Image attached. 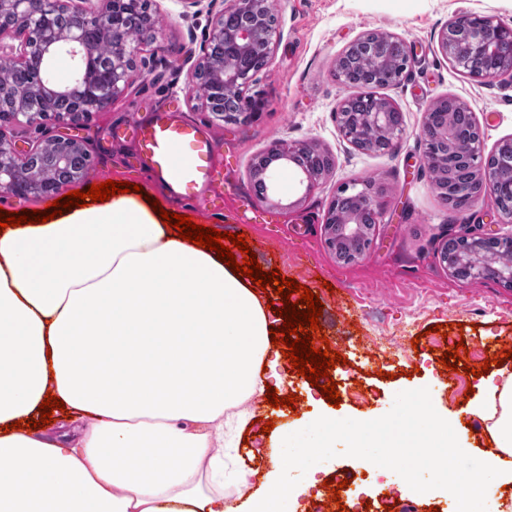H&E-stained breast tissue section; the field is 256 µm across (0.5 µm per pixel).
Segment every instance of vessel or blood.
<instances>
[{"label": "vessel or blood", "mask_w": 512, "mask_h": 512, "mask_svg": "<svg viewBox=\"0 0 512 512\" xmlns=\"http://www.w3.org/2000/svg\"><path fill=\"white\" fill-rule=\"evenodd\" d=\"M178 109L177 103H168L154 121L138 128L140 161L174 198L197 200L224 177L213 163L215 140L178 117Z\"/></svg>", "instance_id": "obj_1"}]
</instances>
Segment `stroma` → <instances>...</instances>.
I'll return each instance as SVG.
<instances>
[{"label": "stroma", "instance_id": "stroma-1", "mask_svg": "<svg viewBox=\"0 0 512 512\" xmlns=\"http://www.w3.org/2000/svg\"><path fill=\"white\" fill-rule=\"evenodd\" d=\"M223 4L203 0L200 8L186 10L180 0H151L156 35L166 50L136 53L137 75L110 111L79 128L48 121L8 125L5 134L24 149L57 134L83 138L91 165L75 189L85 191L108 180L131 182L167 212L190 216L198 225L221 232L241 223L252 225L248 245L263 270L280 271L319 296V322L331 350L343 358L331 371L341 403L329 404L324 393L297 375L280 348H273L276 363L263 373V382L276 388L278 396L294 393L298 399L293 407L278 409L262 394L248 402L253 420L239 455L255 474L249 490L263 485L261 477L272 466L271 445L287 433L304 436L314 409L344 423L388 417L401 413L406 395L425 384L434 391L437 410L467 430L469 450L449 460V467L479 466L491 452V435L487 420L475 409L485 403L490 386L502 385L512 374V359L474 376L488 354L475 349L472 339L478 336L484 343L512 349V288L493 278L474 282L454 277L441 250L448 239L468 233L510 234L512 223L499 222L488 196L468 210H454L438 200L422 162V124L436 99L452 95L472 111L485 154L512 137V72L473 79L438 46L440 30L460 15L512 23V0H281L273 61L254 75L249 87L269 105L245 123L219 120L201 109L190 92L191 71ZM373 31L404 38L414 55L401 82L381 91L399 108L405 128L386 153L356 149L340 134L336 121L340 101L353 90L337 80L335 60L354 40ZM172 100L218 142L214 164L227 181L219 207L172 197L140 166L133 131ZM276 141H308L332 156V169L313 193H305L293 168L282 167L272 174L275 190L269 201L257 198L252 164ZM368 180L386 193L384 213L372 230L367 253L343 262L326 243L324 217L341 186ZM344 302L349 305L345 311L340 308ZM441 324L446 333H437ZM459 344L466 352V368L451 374L441 357ZM265 419L274 424L267 435L261 431ZM292 478L304 491L297 512H307L314 501L323 504V512H336L341 505L347 512H363L376 494L375 487L355 482L336 505L324 484L325 473L296 470Z\"/></svg>", "mask_w": 512, "mask_h": 512}]
</instances>
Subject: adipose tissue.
<instances>
[{
  "instance_id": "adipose-tissue-1",
  "label": "adipose tissue",
  "mask_w": 512,
  "mask_h": 512,
  "mask_svg": "<svg viewBox=\"0 0 512 512\" xmlns=\"http://www.w3.org/2000/svg\"><path fill=\"white\" fill-rule=\"evenodd\" d=\"M261 299L215 251L179 238L158 212L116 194L44 223L0 232V512H228L248 486L238 442L243 404L263 393L272 350ZM94 423L56 439L15 421ZM497 440L474 470L439 468L455 512L512 476V375L485 408ZM9 433H2V426ZM312 441L288 451L237 512H291L289 473L312 469L344 440L371 466L418 483L447 448L468 450L459 424L410 393L401 418L344 426L322 413ZM416 456H407V449Z\"/></svg>"
}]
</instances>
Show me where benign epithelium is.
<instances>
[{"label": "benign epithelium", "mask_w": 512, "mask_h": 512, "mask_svg": "<svg viewBox=\"0 0 512 512\" xmlns=\"http://www.w3.org/2000/svg\"><path fill=\"white\" fill-rule=\"evenodd\" d=\"M89 0H0V37L8 35L17 45H0V56L17 67L34 73L46 70L60 53L76 62L70 84L60 86L43 77L25 89L10 90L0 81V127L10 123L40 125L45 120L78 125L93 115L108 111L113 101L131 84L135 73L134 52L139 46L152 47L156 54L164 50L157 37L141 42L126 41L115 47L110 69L103 70L92 49L89 33L109 27L117 28L120 21L116 12L125 0H103L95 8L85 6ZM277 0H225V7L212 21L206 37L203 54L195 64L192 77L193 99L212 112L217 100L235 95L239 109L229 117L217 116L228 122L249 121L263 110L268 102L246 94L253 76L270 66L274 56L275 30H266L262 20L277 15ZM69 16L73 24L60 29L57 18ZM466 31L462 44L464 53L488 58L512 72V25L500 20L461 15L448 21L439 33L438 43L444 55L459 63L458 51L449 41L450 31ZM467 105L453 96L437 99L428 112H454ZM395 103L386 97L374 96L371 107L363 114L369 127L390 130L398 138L403 128L389 129L390 113ZM338 122L342 135L357 149L366 150L364 137L347 133L344 126L345 103H340ZM439 155L431 153L432 145L423 141V160L436 170V180L447 185L455 178L453 167L459 160L470 159L473 184L462 193L476 199L490 195L495 201L512 198V173L504 177L482 159V140L464 151L451 126H444L437 135ZM275 154L271 161L252 168V177L261 182L272 180L268 174L272 163L294 165L300 174L305 194H310L325 175L306 155L317 150L307 142L290 145L276 141L271 145ZM89 156L83 141L74 137L53 136L27 150L19 149L0 130V192L23 198L32 194L59 193L68 184L81 177ZM360 205L379 216L385 205L382 189H361L353 193ZM324 224L327 244L334 251L346 255L353 262L364 255L371 240V230L360 224L353 212L340 214L336 202H331ZM467 278L478 281L494 275L512 285V235L466 239L464 248L454 259Z\"/></svg>", "instance_id": "obj_1"}]
</instances>
